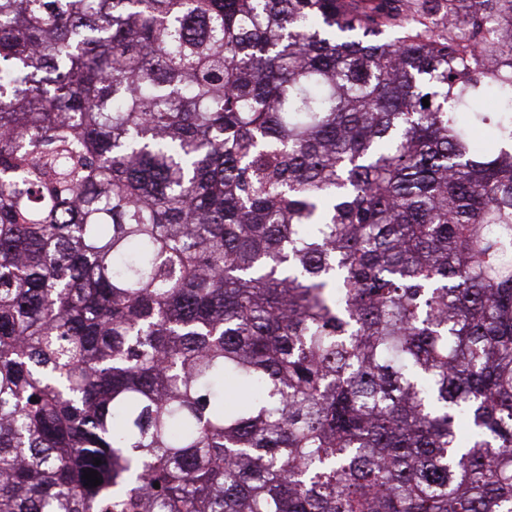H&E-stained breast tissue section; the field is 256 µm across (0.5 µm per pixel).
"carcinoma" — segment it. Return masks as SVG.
Here are the masks:
<instances>
[{
    "mask_svg": "<svg viewBox=\"0 0 512 512\" xmlns=\"http://www.w3.org/2000/svg\"><path fill=\"white\" fill-rule=\"evenodd\" d=\"M0 512H512V0H0Z\"/></svg>",
    "mask_w": 512,
    "mask_h": 512,
    "instance_id": "cac0c4a2",
    "label": "carcinoma"
}]
</instances>
